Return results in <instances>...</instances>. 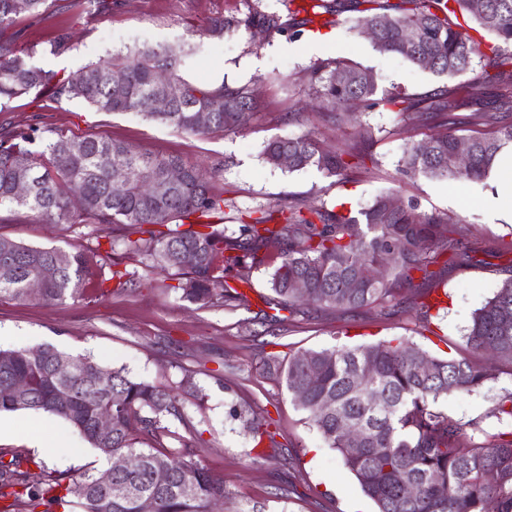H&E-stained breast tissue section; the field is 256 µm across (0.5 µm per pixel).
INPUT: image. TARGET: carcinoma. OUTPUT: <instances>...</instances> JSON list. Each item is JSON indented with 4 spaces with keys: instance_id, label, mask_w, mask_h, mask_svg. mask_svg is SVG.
<instances>
[{
    "instance_id": "1",
    "label": "carcinoma",
    "mask_w": 512,
    "mask_h": 512,
    "mask_svg": "<svg viewBox=\"0 0 512 512\" xmlns=\"http://www.w3.org/2000/svg\"><path fill=\"white\" fill-rule=\"evenodd\" d=\"M245 11L208 21L204 36L262 29L267 35L290 32L301 36L323 16L345 11L358 13L356 28L372 47L398 55L412 65L437 75L453 77L484 61L467 85L438 86L423 95L379 91L372 71L341 57L315 63L309 82L315 97L308 107L317 112L351 115L353 112L397 107L418 121L435 122L448 131L430 138L425 152H404L398 172L440 181H478L485 176L497 152L512 143V0H486L479 12L472 0H282L287 14L265 12L245 0ZM48 0H26L19 10L15 0H0V34L19 15L40 21ZM466 16L475 24L469 34L457 22ZM417 30L408 45L404 32ZM192 51L184 44L143 46L127 60L92 62L68 77H58L34 62L36 47L17 51L0 39V105L15 98L51 91L57 100L80 99L101 112H139L146 118L188 135H207L237 126L244 110L255 107L248 84L208 88L185 80L177 72L182 57ZM168 69L169 85L183 91L165 112L152 99L165 88L155 72ZM493 89V101L487 90ZM216 99L224 110L211 113L208 124L196 116ZM471 107L461 117L458 109ZM465 124L469 134L454 128ZM468 145L470 165L463 171L448 167V155L460 143ZM288 155L291 172L315 168L341 181L364 162L363 149L343 143L328 149L308 133L274 137L263 148L266 164L281 168ZM181 167L185 180L165 182L171 166ZM125 172L116 185L113 175ZM22 175L31 182L24 198L13 194ZM26 208L47 224L97 226L96 246L64 251L28 246L0 237V298L26 301L27 282L55 260V275L44 281L40 300L61 302L75 298L87 284L107 293L108 288H134V274L117 269L115 247L134 254L164 273L178 276L175 289L189 303L205 307L218 299L240 306L242 295L224 290V272L242 281L252 270L270 264L263 253L267 242H281V261L268 284L280 309L358 312L383 308L412 283L416 272L433 281L429 267L443 252L457 266H467L478 249L450 235L448 221L425 215L417 205L392 207V197L381 194L368 206L346 212L325 205L303 209L290 202L285 222H274V212L241 226L237 236L220 226L224 198L210 188V172L174 156L148 151L130 152L119 141L94 135L73 136L30 124L0 133V207ZM191 252L195 263L184 266L180 255ZM392 255L381 280L361 279L362 270ZM360 287L350 288L352 280ZM306 285L305 297L295 295L294 282ZM478 354H489L512 366V276L476 311L465 334ZM282 382L298 407L308 413L311 426L335 450L377 512H512V429L482 432L483 440L467 435L465 424L448 417L439 406L455 393L479 390L489 379L482 366L467 357H435L398 339L299 352L277 365ZM27 389L14 397L15 382ZM32 410L61 418L106 458L126 455L135 468L112 474V489L99 483L101 471L91 469L74 480L49 472L43 482L31 484L22 464L33 462L0 457V512H36L40 506L63 512H139L140 501L152 498L156 512H218L227 492L224 479L212 475L195 458L194 438L181 434L171 420H182L174 390L131 378L90 357H73L45 345L29 349H0V412ZM112 415V435L100 436V415ZM498 421H512V391L499 397L491 410ZM354 430L355 435L348 434ZM167 472L158 483L156 471ZM416 486V495L402 494L401 482Z\"/></svg>"
}]
</instances>
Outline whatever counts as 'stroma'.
Instances as JSON below:
<instances>
[{
	"label": "stroma",
	"instance_id": "1",
	"mask_svg": "<svg viewBox=\"0 0 512 512\" xmlns=\"http://www.w3.org/2000/svg\"><path fill=\"white\" fill-rule=\"evenodd\" d=\"M242 7L241 0H119L112 11L94 12L84 0H55L46 20L18 19L20 36L15 42L24 51L58 30L68 32L64 49L42 50L35 57L37 65L61 77L107 56L129 55L145 44L197 45V54L180 65L187 80L210 85L219 78L252 86L256 109L239 126L192 136L136 112H99L78 99L58 102L45 91L14 99L1 109L0 131L36 123L107 137L189 164L223 163V171L210 184L223 196L224 225L234 232L262 212L291 201L357 210L377 195L391 193L402 202L417 203L420 212L447 218L463 241L478 247L468 266L436 265L437 280L446 293L441 307L425 315L411 307L357 314L312 311L276 324L269 334L262 322L273 297L267 268L252 271L246 282L230 279V286L245 297L244 306L233 310L220 302L201 307L182 300L174 276L157 273L140 257L124 255L120 262L134 272L135 290L115 289L103 295L89 286L62 303L5 298L0 300V334L8 336L11 349L51 344L74 355L93 356L161 387L190 377L196 390L180 393L178 406L188 433L202 438L196 448L198 460L224 480V512H374L336 451L310 426L276 369L265 362L308 349L394 338L433 355L474 356L464 333L512 266V224L491 223L479 203L487 189L484 182L397 177L404 151L440 134V127L422 126L381 108L342 122L332 114L316 116L304 109L310 99L307 72L322 54L371 69L381 88L396 87L415 95L443 84H466L467 75L438 76L402 57L379 53L358 34L350 12L331 17L325 31L336 41L319 55L310 51V33L299 38L287 33L271 38L245 32L220 39L200 35L210 19L234 15ZM310 131L331 144L363 135L370 157L367 170H351L348 180L339 183L313 168L288 172L264 162L262 151L269 139ZM0 236L67 251L96 243L94 225L53 226L36 212L17 207L0 209ZM478 359L490 381L480 392L449 396L442 406L449 417L478 421L488 429L494 424L489 411L512 389V369L484 356ZM240 405L269 421L274 441L254 444L243 423L230 416L231 407ZM0 419L17 426L14 437L0 441V453L36 457L30 445L36 433L57 446L43 467L28 466L29 482H40L46 470L77 476L101 465L84 437L61 419L26 411L5 412Z\"/></svg>",
	"mask_w": 512,
	"mask_h": 512
}]
</instances>
